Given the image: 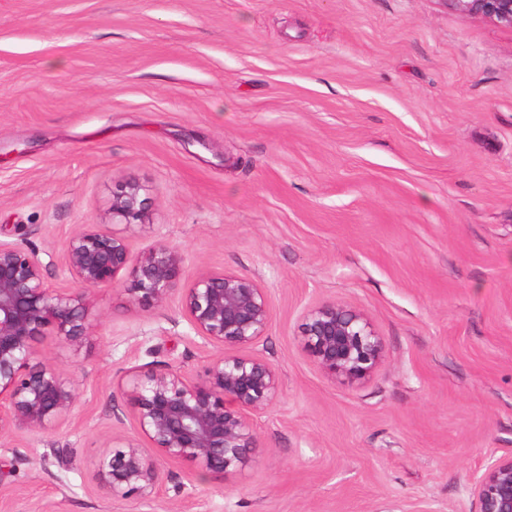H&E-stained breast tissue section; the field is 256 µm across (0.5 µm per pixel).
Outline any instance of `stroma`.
I'll return each instance as SVG.
<instances>
[{
	"instance_id": "1",
	"label": "stroma",
	"mask_w": 512,
	"mask_h": 512,
	"mask_svg": "<svg viewBox=\"0 0 512 512\" xmlns=\"http://www.w3.org/2000/svg\"><path fill=\"white\" fill-rule=\"evenodd\" d=\"M128 181L132 252L167 242L187 276L268 288L279 393L238 471L166 461L154 500L112 499L95 462L113 410L136 433L127 372L216 349L179 299L90 291L84 347L39 345L78 409L0 437L9 512H477L473 472L512 453V29L440 0H0V239L70 287L66 239ZM326 302L383 341L361 381L304 344Z\"/></svg>"
}]
</instances>
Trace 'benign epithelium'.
Listing matches in <instances>:
<instances>
[{
  "label": "benign epithelium",
  "instance_id": "7a95c632",
  "mask_svg": "<svg viewBox=\"0 0 512 512\" xmlns=\"http://www.w3.org/2000/svg\"><path fill=\"white\" fill-rule=\"evenodd\" d=\"M454 12L512 29V0H441ZM112 223L143 221L141 186L112 190ZM186 257L156 242L137 256L128 240L104 226L82 224L64 246L73 287L54 288L39 249L0 240V435L37 436L57 428L80 403L78 384L64 370L39 359L37 344L50 330L77 350L91 328L87 292L124 285L132 305L165 307L179 294L196 336L220 349L200 373L169 365L136 370L124 394L138 437L104 441L97 462L101 491L117 500L147 501L164 483L159 461L191 460L205 475L222 476L243 465L258 438L254 416L276 398V368L252 350L271 321L268 289L235 272L199 270L178 288ZM305 344L322 372L350 382L370 375L383 357V342L363 314L334 302L312 308ZM478 512H512V455L491 457L473 477Z\"/></svg>",
  "mask_w": 512,
  "mask_h": 512
}]
</instances>
